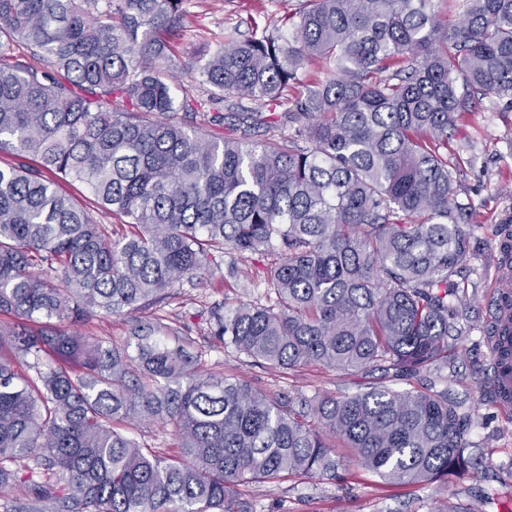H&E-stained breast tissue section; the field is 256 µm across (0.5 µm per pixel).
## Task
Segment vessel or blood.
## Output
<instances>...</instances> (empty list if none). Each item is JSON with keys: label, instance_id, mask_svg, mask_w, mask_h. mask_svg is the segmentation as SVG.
<instances>
[{"label": "vessel or blood", "instance_id": "b4317fda", "mask_svg": "<svg viewBox=\"0 0 512 512\" xmlns=\"http://www.w3.org/2000/svg\"><path fill=\"white\" fill-rule=\"evenodd\" d=\"M488 337L491 383L502 411L512 410V226L500 227Z\"/></svg>", "mask_w": 512, "mask_h": 512}]
</instances>
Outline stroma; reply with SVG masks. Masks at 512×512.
Wrapping results in <instances>:
<instances>
[{
	"instance_id": "35a3bbf8",
	"label": "stroma",
	"mask_w": 512,
	"mask_h": 512,
	"mask_svg": "<svg viewBox=\"0 0 512 512\" xmlns=\"http://www.w3.org/2000/svg\"><path fill=\"white\" fill-rule=\"evenodd\" d=\"M301 0H187L189 24L179 41L180 62L214 50L224 38L249 37L298 11ZM448 169L454 193L478 215L467 225L472 249L453 279L464 299L449 298L460 335L449 337L451 364L438 381L466 416L468 453L476 465L449 479L447 485H397L358 468L338 470L335 478H287L275 484L242 487L250 512H512V414H502L492 401L490 358L485 327L486 299L494 275L495 236L506 212L512 211V102L483 99L464 117L448 143ZM274 254L249 256L243 267L251 288H228L223 271L183 281L166 307L170 325L203 353L205 370L240 379L252 387L293 398L343 396L379 384V373H344L303 368L287 374L252 362L207 334L210 310L221 304L249 302L263 295L266 269ZM150 312L114 315L83 326L84 334L117 346L132 340Z\"/></svg>"
}]
</instances>
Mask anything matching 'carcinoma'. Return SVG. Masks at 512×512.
I'll use <instances>...</instances> for the list:
<instances>
[{"label":"carcinoma","instance_id":"carcinoma-1","mask_svg":"<svg viewBox=\"0 0 512 512\" xmlns=\"http://www.w3.org/2000/svg\"><path fill=\"white\" fill-rule=\"evenodd\" d=\"M434 2L305 0L287 32L186 63L196 91L177 100L185 0H0V313L19 319L0 325V489L23 465L18 512H249L238 487L286 475L445 485L469 467L464 418L431 379L469 254L443 149L482 98L512 100V0H463L451 27ZM313 63L336 77L288 97ZM221 101L235 137L168 118ZM255 127L271 137L249 146ZM95 209L132 231L106 234ZM270 250L269 299L211 310L208 335L274 370L425 383L291 402L202 372L201 352L159 336L164 315L132 348L78 330L224 260L246 281L240 262ZM136 418L171 427L176 451L117 430Z\"/></svg>","mask_w":512,"mask_h":512}]
</instances>
